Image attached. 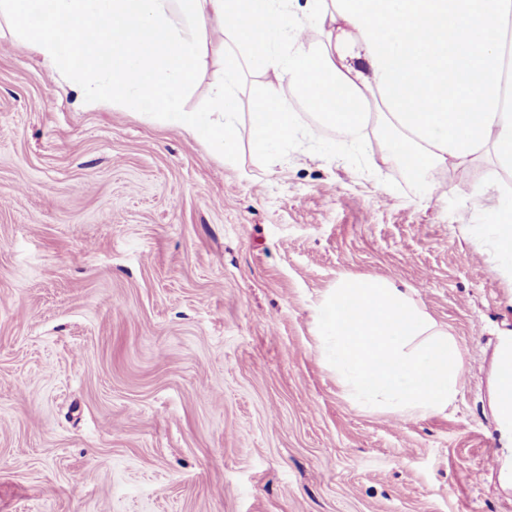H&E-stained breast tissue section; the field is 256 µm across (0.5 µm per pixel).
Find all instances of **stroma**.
<instances>
[{"instance_id": "stroma-1", "label": "stroma", "mask_w": 512, "mask_h": 512, "mask_svg": "<svg viewBox=\"0 0 512 512\" xmlns=\"http://www.w3.org/2000/svg\"><path fill=\"white\" fill-rule=\"evenodd\" d=\"M148 112L87 110L0 33V512H512L487 376L512 284L455 196L326 129L276 164ZM346 276L415 298L467 379L366 411L318 359Z\"/></svg>"}]
</instances>
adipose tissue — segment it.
Wrapping results in <instances>:
<instances>
[{
	"mask_svg": "<svg viewBox=\"0 0 512 512\" xmlns=\"http://www.w3.org/2000/svg\"><path fill=\"white\" fill-rule=\"evenodd\" d=\"M50 70L79 73V103L130 112L151 106L161 121L232 153L234 89L244 70L268 94L251 117L262 156L331 127L352 142L376 133L383 161L406 165L423 198L454 194L483 208L478 231L512 280V0H0V25ZM224 34V67L202 111L183 99L207 64L206 35ZM317 30L321 38L310 41ZM315 111L301 127L289 90ZM486 165L482 181L448 184L445 173ZM512 336H499L489 402L503 441H512Z\"/></svg>",
	"mask_w": 512,
	"mask_h": 512,
	"instance_id": "1",
	"label": "adipose tissue"
}]
</instances>
